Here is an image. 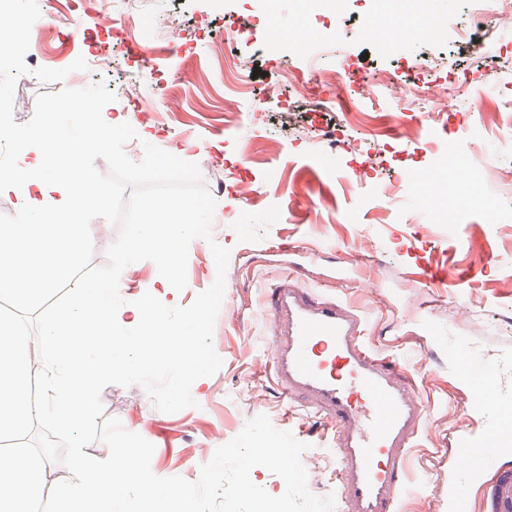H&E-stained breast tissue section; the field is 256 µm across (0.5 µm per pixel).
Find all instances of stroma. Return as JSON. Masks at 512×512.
<instances>
[{"mask_svg":"<svg viewBox=\"0 0 512 512\" xmlns=\"http://www.w3.org/2000/svg\"><path fill=\"white\" fill-rule=\"evenodd\" d=\"M473 7L472 0H408L395 13L386 0H347L340 15L310 22L316 31L337 32L343 44L340 54L321 64L291 44L266 43L257 32L227 41L247 11H260L261 0H139L131 18L106 30L98 25L97 5L71 24L66 0H41L31 32L41 55L27 60L28 71L16 82V123L32 119L41 93L148 75L171 79L174 105L159 112L157 122L185 143L183 160L198 164L216 200L212 240L189 245L182 305H191L216 278L211 243L230 251L213 333L223 364L193 383L194 406L161 412L138 385H109L101 393L103 419H119L154 445L156 476L197 481L215 450L263 414L276 427L289 421L296 440L306 443L301 462L309 491L318 497L335 493L336 461L321 444L322 425L281 396L271 362L260 351L271 333L263 292L290 275L321 295L367 308V344L380 354L404 357L431 413L414 451L415 486L403 500V512H436L437 497L448 487L452 435L470 423L447 348H465L479 359L512 351V122L489 129L467 125L455 133L436 123L425 140L396 139L392 157L383 156L368 126L349 127L347 140L376 165L357 185L346 177L350 157L343 147L299 139L306 131L335 126L340 112L312 113L301 103L285 115V77L299 68L347 69L351 78L343 96L348 106L363 109L370 103L359 96L360 84L376 83L382 72L425 58L437 69L465 74L476 94L461 102L464 112L476 110L485 96L512 104V65L500 64L499 86L488 85L490 61L472 49L483 38L467 27ZM161 10L193 34V41L171 42L156 28ZM416 15L446 17L447 26L431 39L399 41L398 31ZM222 41L228 55L246 69H260V76L238 87L214 75L210 45ZM81 45L109 51L111 72L74 74L71 58ZM189 47L199 75L183 80L181 57ZM228 95L242 116L231 131L224 128ZM213 156L236 165L249 184L247 194L233 193L223 166L210 165ZM452 160L461 171L448 181L451 201L436 214L416 185L420 175ZM416 314L445 332L447 347L427 345L412 321Z\"/></svg>","mask_w":512,"mask_h":512,"instance_id":"1","label":"stroma"}]
</instances>
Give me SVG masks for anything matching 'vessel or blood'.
<instances>
[{"label":"vessel or blood","mask_w":512,"mask_h":512,"mask_svg":"<svg viewBox=\"0 0 512 512\" xmlns=\"http://www.w3.org/2000/svg\"><path fill=\"white\" fill-rule=\"evenodd\" d=\"M268 348L281 393L328 426L341 512H400L409 460L426 427L427 408L405 370L363 340L365 309L284 277L267 306ZM469 389L471 427L454 443L460 455L492 447L488 466L452 471L441 512H466L462 485L481 491V512H512V354L474 366L453 351Z\"/></svg>","instance_id":"vessel-or-blood-1"}]
</instances>
